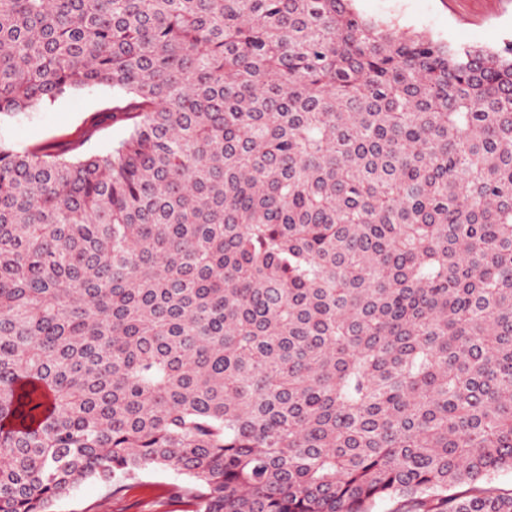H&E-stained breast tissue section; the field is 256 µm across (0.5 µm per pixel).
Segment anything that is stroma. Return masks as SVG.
<instances>
[{"label":"stroma","instance_id":"1","mask_svg":"<svg viewBox=\"0 0 512 512\" xmlns=\"http://www.w3.org/2000/svg\"><path fill=\"white\" fill-rule=\"evenodd\" d=\"M362 16L394 22L404 32L424 33L454 46L497 49L512 41V0H355ZM116 99L109 87L83 89L51 105L0 122V137L22 150L46 143L71 148V158L104 153L124 139L128 124L105 117ZM186 476L148 469L125 488L82 482L54 512H194Z\"/></svg>","mask_w":512,"mask_h":512}]
</instances>
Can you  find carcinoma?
I'll list each match as a JSON object with an SVG mask.
<instances>
[{
    "label": "carcinoma",
    "mask_w": 512,
    "mask_h": 512,
    "mask_svg": "<svg viewBox=\"0 0 512 512\" xmlns=\"http://www.w3.org/2000/svg\"><path fill=\"white\" fill-rule=\"evenodd\" d=\"M99 86L111 150L0 138V512L151 468L195 512H512V43L0 0V117Z\"/></svg>",
    "instance_id": "cac0c4a2"
}]
</instances>
